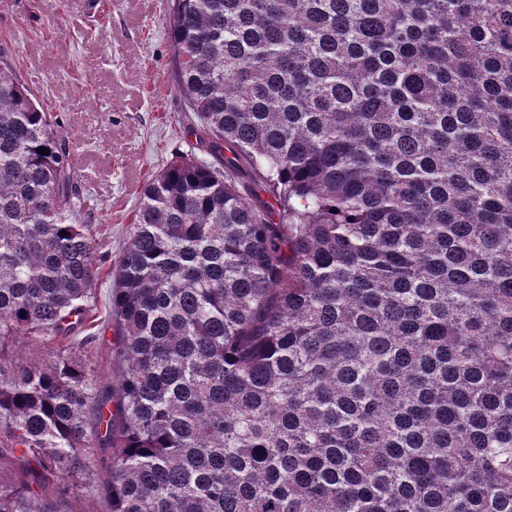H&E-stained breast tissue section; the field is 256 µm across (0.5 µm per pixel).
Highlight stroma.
<instances>
[{"instance_id": "1", "label": "stroma", "mask_w": 512, "mask_h": 512, "mask_svg": "<svg viewBox=\"0 0 512 512\" xmlns=\"http://www.w3.org/2000/svg\"><path fill=\"white\" fill-rule=\"evenodd\" d=\"M167 0H0V49L18 78L58 115L86 198L101 272L91 376L115 384L106 320L114 273L146 181L179 153L206 158L198 121L176 85ZM112 451L94 448L85 474L61 488L68 512H105Z\"/></svg>"}]
</instances>
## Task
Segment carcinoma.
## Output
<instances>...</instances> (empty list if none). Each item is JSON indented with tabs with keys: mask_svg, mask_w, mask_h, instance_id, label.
Segmentation results:
<instances>
[{
	"mask_svg": "<svg viewBox=\"0 0 512 512\" xmlns=\"http://www.w3.org/2000/svg\"><path fill=\"white\" fill-rule=\"evenodd\" d=\"M169 35L216 163L140 192L113 411L6 353L90 327L100 266L0 64V512H66L95 444L107 512H512V0H169Z\"/></svg>",
	"mask_w": 512,
	"mask_h": 512,
	"instance_id": "carcinoma-1",
	"label": "carcinoma"
}]
</instances>
